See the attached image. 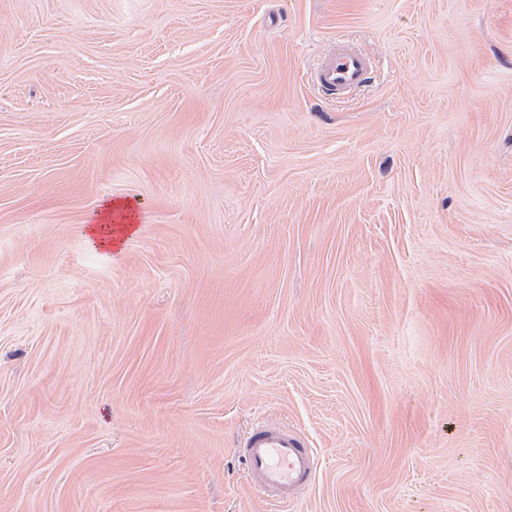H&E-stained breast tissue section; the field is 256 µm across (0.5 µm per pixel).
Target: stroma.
<instances>
[{"label": "stroma", "mask_w": 512, "mask_h": 512, "mask_svg": "<svg viewBox=\"0 0 512 512\" xmlns=\"http://www.w3.org/2000/svg\"><path fill=\"white\" fill-rule=\"evenodd\" d=\"M0 512H512V0H0ZM369 66L362 53L342 46L323 57L313 79L322 91L343 96L369 80ZM112 208L113 210L125 213L124 217L131 220L134 216V211L130 202H113L112 201L105 206H101L100 209L94 212L87 221L86 224V241L92 248H98L99 246H105V239L108 241V245L112 246ZM247 482L258 494L288 505L315 474V459L302 439L284 426L263 425L239 445Z\"/></svg>", "instance_id": "1"}]
</instances>
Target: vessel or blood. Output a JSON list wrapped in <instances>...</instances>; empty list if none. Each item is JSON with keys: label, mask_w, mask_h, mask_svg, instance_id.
I'll return each mask as SVG.
<instances>
[{"label": "vessel or blood", "mask_w": 512, "mask_h": 512, "mask_svg": "<svg viewBox=\"0 0 512 512\" xmlns=\"http://www.w3.org/2000/svg\"><path fill=\"white\" fill-rule=\"evenodd\" d=\"M369 66L362 53L342 46L323 57L313 79L322 91L343 96L369 80ZM239 452L249 486L269 500L288 504L313 480L314 456L287 427L256 428L241 441Z\"/></svg>", "instance_id": "obj_1"}]
</instances>
